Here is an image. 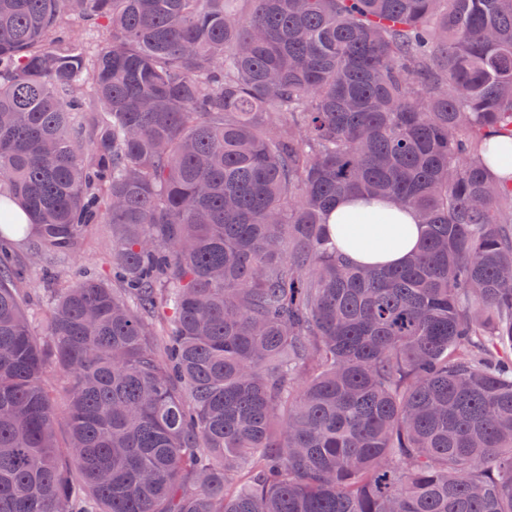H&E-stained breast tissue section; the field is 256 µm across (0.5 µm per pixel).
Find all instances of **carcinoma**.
<instances>
[{"instance_id": "carcinoma-1", "label": "carcinoma", "mask_w": 512, "mask_h": 512, "mask_svg": "<svg viewBox=\"0 0 512 512\" xmlns=\"http://www.w3.org/2000/svg\"><path fill=\"white\" fill-rule=\"evenodd\" d=\"M498 136L512 0H0V238L110 224L122 284L37 324L0 247V512H512ZM349 194L403 265L340 253ZM389 208L394 213L393 221L384 224L385 228L378 227L380 224L374 222L375 216ZM329 223L336 226L333 231L342 253L359 264H403L417 250L422 235V227L411 210L401 211L390 207L387 201L384 204L366 200L356 194L336 202ZM344 226L349 229L345 231ZM378 232L388 234L395 246L384 251L371 248L368 243H372Z\"/></svg>"}]
</instances>
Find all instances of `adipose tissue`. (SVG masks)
Returning <instances> with one entry per match:
<instances>
[{
  "label": "adipose tissue",
  "instance_id": "1",
  "mask_svg": "<svg viewBox=\"0 0 512 512\" xmlns=\"http://www.w3.org/2000/svg\"><path fill=\"white\" fill-rule=\"evenodd\" d=\"M389 211L387 204L352 194L337 201L329 221L335 226L336 240L344 255L360 264L400 265L420 243L422 227L412 211H395L386 229H379L374 218ZM386 232L395 242L393 248L380 251L371 243L378 232Z\"/></svg>",
  "mask_w": 512,
  "mask_h": 512
}]
</instances>
